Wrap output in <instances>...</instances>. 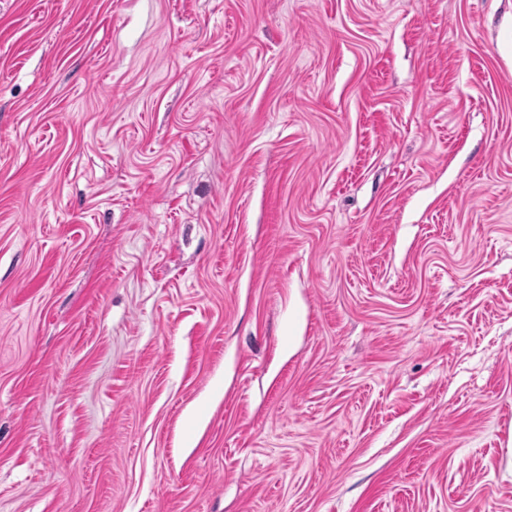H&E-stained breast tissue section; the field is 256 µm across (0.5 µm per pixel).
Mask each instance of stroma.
Returning a JSON list of instances; mask_svg holds the SVG:
<instances>
[{
  "instance_id": "obj_1",
  "label": "stroma",
  "mask_w": 512,
  "mask_h": 512,
  "mask_svg": "<svg viewBox=\"0 0 512 512\" xmlns=\"http://www.w3.org/2000/svg\"><path fill=\"white\" fill-rule=\"evenodd\" d=\"M512 0H0V512H512Z\"/></svg>"
}]
</instances>
